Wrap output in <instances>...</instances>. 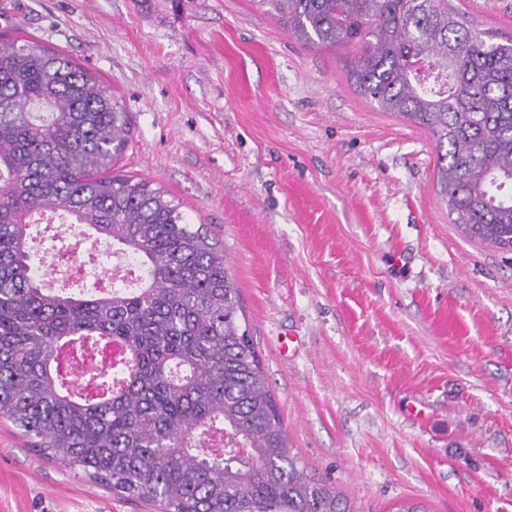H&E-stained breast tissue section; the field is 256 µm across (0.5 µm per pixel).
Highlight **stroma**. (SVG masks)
I'll return each mask as SVG.
<instances>
[{
	"instance_id": "obj_1",
	"label": "stroma",
	"mask_w": 512,
	"mask_h": 512,
	"mask_svg": "<svg viewBox=\"0 0 512 512\" xmlns=\"http://www.w3.org/2000/svg\"><path fill=\"white\" fill-rule=\"evenodd\" d=\"M512 38V0H451ZM123 104L117 166L226 253L288 444L355 512H512V255L448 219L426 130L251 0H0ZM0 512H162L0 421Z\"/></svg>"
}]
</instances>
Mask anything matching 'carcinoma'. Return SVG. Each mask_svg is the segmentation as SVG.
<instances>
[{
  "instance_id": "carcinoma-1",
  "label": "carcinoma",
  "mask_w": 512,
  "mask_h": 512,
  "mask_svg": "<svg viewBox=\"0 0 512 512\" xmlns=\"http://www.w3.org/2000/svg\"><path fill=\"white\" fill-rule=\"evenodd\" d=\"M318 47L350 87L425 129L451 223L512 252V39L490 42L449 0H251ZM123 105L35 41H0V418L47 459L168 512H355L292 453L225 253L180 204L112 171ZM146 276L62 295L28 245L47 209ZM126 355L97 368L87 344ZM94 382L66 384L61 351Z\"/></svg>"
}]
</instances>
